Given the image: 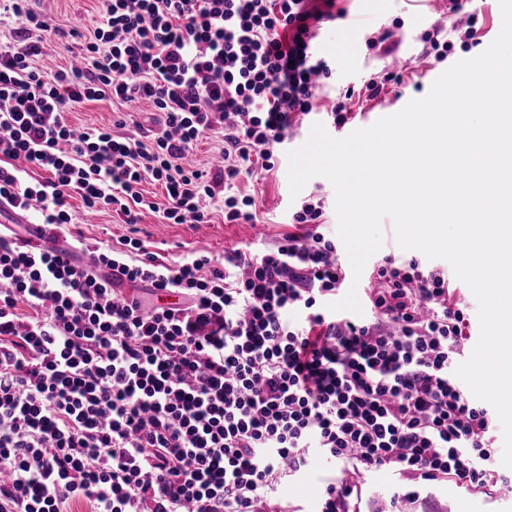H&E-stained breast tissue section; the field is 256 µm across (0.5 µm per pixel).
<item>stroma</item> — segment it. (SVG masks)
<instances>
[{"instance_id": "35a3bbf8", "label": "stroma", "mask_w": 512, "mask_h": 512, "mask_svg": "<svg viewBox=\"0 0 512 512\" xmlns=\"http://www.w3.org/2000/svg\"><path fill=\"white\" fill-rule=\"evenodd\" d=\"M346 9V19L337 21L322 34L325 48L335 71L316 103L317 113L329 112L334 102L346 88L362 86L370 77L390 69L393 57L415 58L424 56L432 42H425V35H433V42L451 43L445 58L432 61L436 70L447 69L449 63L475 57L482 53L499 34L502 16L498 0H469L468 11L476 16L477 35L468 43H461L458 34L441 28L439 19L448 14V0H384L380 9H373L368 0H338ZM49 15L64 28H77L79 33L92 32L101 19L100 0H42ZM400 23V36L391 52L382 53L368 49L365 43L366 27L370 24L391 26ZM433 79L414 69L402 73L401 82H389L373 100L355 99L350 104L353 116L371 111L391 109L396 102L425 96ZM133 113V124L122 128L121 133L138 139L154 130L150 113L138 111L136 104L119 106L111 101L86 102L73 105L68 114L71 124L77 127L111 126L119 110ZM238 191L255 197L257 214L255 224H228L221 213H214L207 224H164L158 214L146 211L137 227L124 224L113 211H89L80 200H72L74 231L86 241H100L119 248L121 240L130 231H137L140 238L150 241L160 259L171 262L195 252H207L223 257L225 251L250 248L261 251L276 244L288 234L293 211L300 201L314 197L323 203L325 236L337 235L335 192L332 184L323 177L308 181L298 197H291L288 185V165L280 163L272 171L256 170L253 176L240 179ZM262 225V236H255V225ZM340 464L323 457L310 461L305 475L298 480L283 482L277 494L283 500L299 506L302 512H316L325 481L340 477ZM408 512H512V499L505 500L493 488L466 489L451 481L434 482L420 491L417 502L408 505Z\"/></svg>"}]
</instances>
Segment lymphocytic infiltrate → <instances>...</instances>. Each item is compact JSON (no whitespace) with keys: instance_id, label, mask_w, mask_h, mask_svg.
I'll use <instances>...</instances> for the list:
<instances>
[{"instance_id":"lymphocytic-infiltrate-1","label":"lymphocytic infiltrate","mask_w":512,"mask_h":512,"mask_svg":"<svg viewBox=\"0 0 512 512\" xmlns=\"http://www.w3.org/2000/svg\"><path fill=\"white\" fill-rule=\"evenodd\" d=\"M37 2L7 0L19 27L0 43V199L60 231L74 197L130 225L145 210L252 222L255 200L233 184L272 170L311 114L332 73L321 32L345 15L336 0H104L70 66L45 73L43 44L65 31ZM104 99L163 114L153 141L116 135L125 116L69 123L73 104ZM215 129L221 162L185 167ZM322 218L307 200L271 248L177 263L130 237L121 250L78 241L84 265L0 232V512L77 499L94 512H288L277 488L316 456L348 471L320 512H355L381 469L404 479L397 504L444 479L511 489L487 466L488 408L450 372L467 318L447 275L385 256L370 317L337 316L346 270Z\"/></svg>"}]
</instances>
